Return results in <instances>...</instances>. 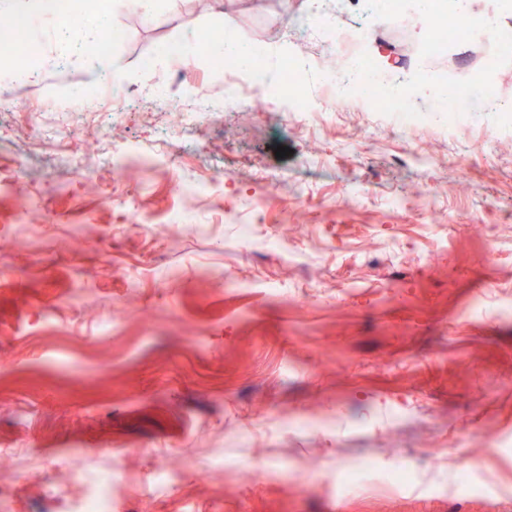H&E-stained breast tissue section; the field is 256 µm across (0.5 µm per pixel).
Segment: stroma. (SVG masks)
<instances>
[{"label": "stroma", "instance_id": "1", "mask_svg": "<svg viewBox=\"0 0 512 512\" xmlns=\"http://www.w3.org/2000/svg\"><path fill=\"white\" fill-rule=\"evenodd\" d=\"M79 2L109 12L131 103L65 113L101 79L49 21L37 80L0 85V512H69L103 471L108 512H512V139L486 149L495 115L451 138L354 107L303 129L245 98L175 129L146 82L172 78L179 107L196 79L215 100L224 85L168 46L226 33L275 62L306 0ZM423 141L434 167L402 162ZM89 142L90 178L61 159ZM116 142L157 149L155 167L115 177ZM424 187L444 223L413 202ZM178 210L188 227L158 233ZM480 428L495 447L476 451ZM253 459L262 480L225 476ZM404 465L412 481L390 486Z\"/></svg>", "mask_w": 512, "mask_h": 512}]
</instances>
